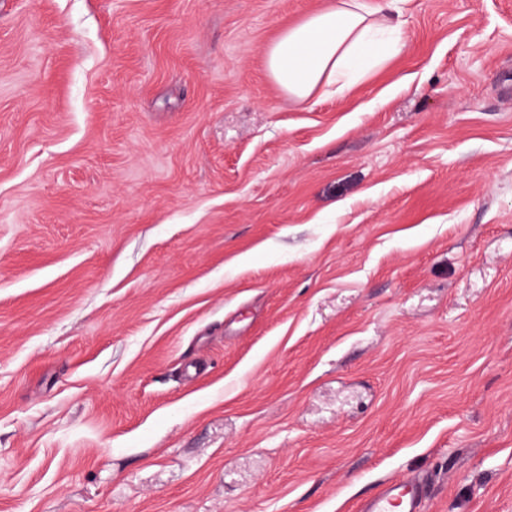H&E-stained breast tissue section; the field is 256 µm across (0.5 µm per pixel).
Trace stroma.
Wrapping results in <instances>:
<instances>
[{"instance_id": "1", "label": "stroma", "mask_w": 512, "mask_h": 512, "mask_svg": "<svg viewBox=\"0 0 512 512\" xmlns=\"http://www.w3.org/2000/svg\"><path fill=\"white\" fill-rule=\"evenodd\" d=\"M0 0V512H512V0ZM366 0H337L283 30L266 53L276 83L301 105L327 87L343 95L400 49L398 25ZM424 494L425 487L419 481H397L369 499L364 512H420Z\"/></svg>"}]
</instances>
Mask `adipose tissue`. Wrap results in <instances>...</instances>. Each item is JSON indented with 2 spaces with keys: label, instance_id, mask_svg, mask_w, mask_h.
I'll list each match as a JSON object with an SVG mask.
<instances>
[{
  "label": "adipose tissue",
  "instance_id": "adipose-tissue-1",
  "mask_svg": "<svg viewBox=\"0 0 512 512\" xmlns=\"http://www.w3.org/2000/svg\"><path fill=\"white\" fill-rule=\"evenodd\" d=\"M383 9L366 0H337L284 29L266 53V67L297 103L308 104L326 88L344 94L400 48Z\"/></svg>",
  "mask_w": 512,
  "mask_h": 512
}]
</instances>
